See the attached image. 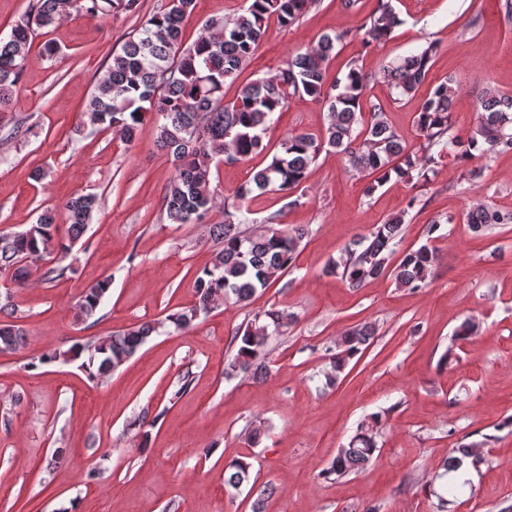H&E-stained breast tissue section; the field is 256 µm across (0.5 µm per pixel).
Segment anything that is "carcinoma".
<instances>
[{"label": "carcinoma", "mask_w": 512, "mask_h": 512, "mask_svg": "<svg viewBox=\"0 0 512 512\" xmlns=\"http://www.w3.org/2000/svg\"><path fill=\"white\" fill-rule=\"evenodd\" d=\"M136 2L33 0L9 39L0 40V111L11 102L37 30L74 13L130 11ZM318 2L247 0L244 13L229 22H209L187 45L183 42V29L193 15L195 0H168L164 9L144 21L121 51L112 54L105 78L95 87L86 111L90 124L112 130L125 141L134 140L147 114L156 116L157 146L174 168L163 196L167 218L174 224H200L215 207L218 192L212 186L213 167L221 162L271 154L266 165L255 167L248 181L224 196V221L210 225L209 230V238L218 248L212 264L196 274L195 302L166 316L177 330L192 326L218 300L249 304L258 290L268 287L269 276L293 267L306 229H278V215L274 214L267 220L268 227L247 233L240 228L238 213L256 194L271 191L281 194L287 206L297 205L295 192L306 181L309 167L324 148L336 150L349 168L372 177L366 187L369 196L393 179L428 182L441 158V152L434 151L440 145L450 143L458 148L457 156L464 163L512 153V96L491 85L485 86L479 96L476 127L460 134L452 122V104L460 92L459 85L451 76L435 80L416 111L415 126L422 142L415 151L403 145L383 104L367 96L370 82L380 78L391 90L394 103L411 100L430 74L438 49L435 41L428 42L417 54L383 65L377 75L367 71L361 60L352 58L346 71L330 83L329 63L336 44L345 35H324L317 45L289 56L276 75L249 82L240 87L234 99L224 101V85L236 81L264 39L269 20L289 26ZM399 24L391 4L379 0L378 8L361 25L365 43L389 39ZM304 95L324 103L325 130L319 135L288 136L275 152H270L264 134L272 116L282 111L290 99ZM98 206L95 194L71 197L64 205L69 218L65 236L60 234L56 210L49 208L28 231L1 235L0 273L12 272L11 279L22 288L28 281L27 269L20 265L23 258L55 254L54 264L44 269L42 279L51 283L64 276L70 266L63 264V258L71 254L73 244L86 230ZM465 219L473 233L489 236L495 229L512 224V209L475 203ZM404 223L405 215L401 214L375 225L369 235L354 240L343 256L328 262L324 272L340 277L353 291L383 276H391L399 286L412 290L426 287L434 275L438 256L427 244L397 254ZM109 288L110 281L106 279L86 290L80 302L82 316L95 314ZM0 313L6 316L0 321V352H8L22 343L25 333L11 320L14 310L9 304L0 305ZM290 323L287 315L275 309L255 315L254 323L232 338L237 351L226 374L240 371L256 380L266 375L268 339L283 334ZM478 329V323L471 319L462 322L443 360H448L456 341L474 335ZM156 331L157 326L143 324L106 339L77 341L62 356L71 360L86 357L81 367L90 378L97 379L121 366ZM374 334L375 329L368 324L344 333L336 343V352L330 355V383L337 382L350 360L363 352ZM376 451L373 428L362 427L347 446L339 449L330 473L342 477L358 470L373 459ZM467 459L474 467L481 463L477 444L457 448L455 454L446 457L441 464L442 476L459 471ZM228 470L225 489L237 491L249 479V464L236 459Z\"/></svg>", "instance_id": "carcinoma-1"}]
</instances>
